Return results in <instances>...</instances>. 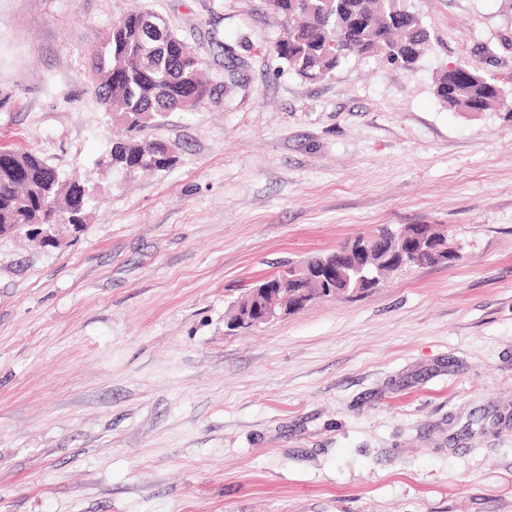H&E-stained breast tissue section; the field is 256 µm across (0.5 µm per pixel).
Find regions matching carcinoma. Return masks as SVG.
Returning a JSON list of instances; mask_svg holds the SVG:
<instances>
[{
	"label": "carcinoma",
	"mask_w": 512,
	"mask_h": 512,
	"mask_svg": "<svg viewBox=\"0 0 512 512\" xmlns=\"http://www.w3.org/2000/svg\"><path fill=\"white\" fill-rule=\"evenodd\" d=\"M281 17L282 32L274 51L288 70L302 79L318 81L331 75L352 55L379 57L389 64L411 52L410 67L432 48L430 32L403 0H269ZM143 11L131 12L112 23L101 50L94 54L90 69L91 88L106 114L122 121L129 136L112 144L97 165L120 167L134 175L143 170H165L173 165L170 149L140 136L143 129L170 112L180 110L182 97L190 95L200 105L210 93L203 78L205 61L171 28L155 42H148L142 27ZM459 69L436 72L437 98L456 111L487 112L505 107L512 118V102L494 74L474 69L469 59ZM81 183L65 178L38 152L0 145V236L24 226L53 224L56 218L47 204L59 209L69 205L70 196ZM376 239L382 250L371 265L379 277L392 273L397 264L386 255L398 246L383 228ZM304 261L288 264V282L306 290L311 297L321 286L303 277Z\"/></svg>",
	"instance_id": "carcinoma-1"
}]
</instances>
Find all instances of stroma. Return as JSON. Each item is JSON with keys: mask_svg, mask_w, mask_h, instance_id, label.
Here are the masks:
<instances>
[{"mask_svg": "<svg viewBox=\"0 0 512 512\" xmlns=\"http://www.w3.org/2000/svg\"><path fill=\"white\" fill-rule=\"evenodd\" d=\"M406 4L416 69L308 82L268 0H0V144L98 194L53 242L0 237V512H512V121L432 90L479 53L512 82V0ZM140 7L212 94L145 128L176 161L130 177L95 165L125 128L88 76ZM407 224L461 261L228 329L283 262Z\"/></svg>", "mask_w": 512, "mask_h": 512, "instance_id": "stroma-1", "label": "stroma"}]
</instances>
